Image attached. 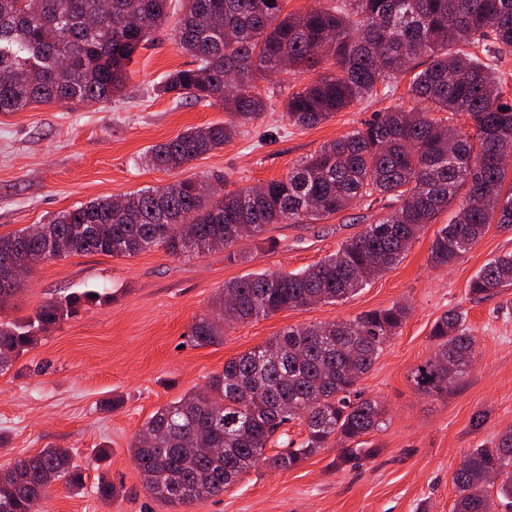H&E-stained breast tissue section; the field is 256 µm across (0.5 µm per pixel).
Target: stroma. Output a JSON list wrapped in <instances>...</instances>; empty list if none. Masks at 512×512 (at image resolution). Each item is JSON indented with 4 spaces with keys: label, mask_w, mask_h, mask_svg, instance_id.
<instances>
[{
    "label": "stroma",
    "mask_w": 512,
    "mask_h": 512,
    "mask_svg": "<svg viewBox=\"0 0 512 512\" xmlns=\"http://www.w3.org/2000/svg\"><path fill=\"white\" fill-rule=\"evenodd\" d=\"M191 66V57L165 30L136 52L120 97L0 112V234L47 223L99 197L122 198L186 178L210 179L220 191L260 185L387 107L416 106L407 93L408 75H394L371 98L299 128L284 112L299 83L284 74L259 82L268 112L224 148L172 172L147 167L143 157L150 147L226 118L223 104L157 94L168 74ZM386 212L380 200L356 203L313 224L272 225L265 241L230 251L172 256L155 248L126 258L88 254L40 264L0 312L1 320L27 318L62 293L106 288L112 299L43 333L0 371V466L21 452L72 449L84 488L77 492L55 482L47 512H452L453 475L463 456L512 428V313L503 309L512 288L482 299L469 294L477 271L512 251V226L490 225L456 263L435 268L429 263L433 235L454 216L445 211L397 265L345 302L241 323L215 345L189 340L193 321L225 283L250 273L305 269ZM396 303L407 304L410 314L358 384L386 413L385 428L365 438L374 456L343 465L338 448H326L289 470H251L224 494L185 509L161 505L144 492L130 444L160 406L203 387L227 361L285 327L347 319ZM451 309L467 314L478 340L475 361L457 389L428 397L416 389L412 372L434 356L432 326ZM481 411L488 419L473 428L470 420ZM103 479L116 488L112 500L96 492Z\"/></svg>",
    "instance_id": "stroma-1"
}]
</instances>
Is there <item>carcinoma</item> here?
I'll return each mask as SVG.
<instances>
[{
  "label": "carcinoma",
  "mask_w": 512,
  "mask_h": 512,
  "mask_svg": "<svg viewBox=\"0 0 512 512\" xmlns=\"http://www.w3.org/2000/svg\"><path fill=\"white\" fill-rule=\"evenodd\" d=\"M168 0H0V112L33 103L99 102L121 93L127 65L169 18ZM286 0H185L174 38L196 66L171 74L161 92L175 100L224 103L227 119L192 127L148 149L154 168L176 170L224 147L262 116L268 99L258 81L283 70L302 74L324 61L336 72L288 94L289 123L304 128L370 97L378 82L416 60L408 94L427 107L394 105L348 135L324 144L280 179L215 196L201 179L147 187L122 199L99 198L56 214L32 230L0 235V261L22 267L27 253L51 245V258L134 256L162 247L172 255L228 249L264 240L272 224H304L354 202L385 198L394 210L298 272L248 274L224 285L196 319L197 346L224 340L226 329L280 311L346 300L397 264L408 246L465 197L455 218L434 234L429 261L446 267L467 253L492 224H512V99L492 62L512 55V0H341L304 14ZM480 44L486 62L461 50ZM446 113L432 117L430 113ZM469 121L464 133L452 125ZM187 224L192 239L168 235ZM512 285V251L472 277L484 298ZM109 298L105 288L74 291L34 315L0 321V370L28 351L38 333ZM409 313L404 304L353 318L287 326L265 344L224 364L205 386L154 412L130 444L146 494L162 505L219 496L233 478L261 466L289 470L336 444L342 464L374 454L360 438L386 425L380 404L355 390ZM437 353L413 371L422 394L443 397L468 375L477 338L467 314L450 310L431 330ZM276 348L279 363L263 360ZM300 420L306 436L269 455L267 445ZM222 448L211 455L206 447ZM496 495L512 500V428L463 456L454 474L453 512H494ZM79 488L82 473L68 448H45L0 467V512H45L58 480Z\"/></svg>",
  "instance_id": "1"
}]
</instances>
